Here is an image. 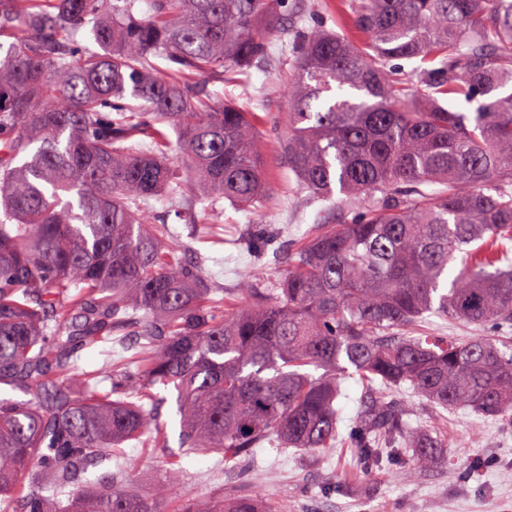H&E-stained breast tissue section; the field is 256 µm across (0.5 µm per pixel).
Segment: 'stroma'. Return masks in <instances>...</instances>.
I'll return each mask as SVG.
<instances>
[{
  "instance_id": "1",
  "label": "stroma",
  "mask_w": 512,
  "mask_h": 512,
  "mask_svg": "<svg viewBox=\"0 0 512 512\" xmlns=\"http://www.w3.org/2000/svg\"><path fill=\"white\" fill-rule=\"evenodd\" d=\"M250 85L253 95L243 101L248 110L261 114L284 105L288 86L282 69L254 70ZM271 186L260 208H225L223 241H216L211 225L204 221L178 226L185 258L204 257L206 277L223 289L225 298H236L239 284L258 271L265 287H275L283 271L251 247L252 225H263L270 234L291 243L307 236L313 209L305 194L289 195L287 183L277 177ZM341 388L334 446L315 451L282 449L269 441L254 448L245 463L236 459L221 463L213 454L181 455L177 393L166 390L161 419L169 436L168 447L129 444L117 463L134 474L135 491L149 493L163 480L170 457L180 455L183 475L175 490L180 499L242 491L284 504L288 512H512V430L468 409L430 406L408 388H379V396L404 404L412 428L438 426L448 438L444 460L409 482L403 477L408 459L377 467L363 464L350 440L363 384L351 376ZM340 483L351 484V491H337Z\"/></svg>"
}]
</instances>
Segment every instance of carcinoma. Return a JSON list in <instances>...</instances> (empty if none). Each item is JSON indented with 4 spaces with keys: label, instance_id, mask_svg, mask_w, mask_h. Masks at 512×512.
<instances>
[{
    "label": "carcinoma",
    "instance_id": "cac0c4a2",
    "mask_svg": "<svg viewBox=\"0 0 512 512\" xmlns=\"http://www.w3.org/2000/svg\"><path fill=\"white\" fill-rule=\"evenodd\" d=\"M138 2L0 0V384L31 395L0 397V512H166L173 466L147 495L127 472L79 483L125 442L166 445L158 386L180 447L221 462L330 445L351 369L512 427V345L414 335L427 314L512 330V0H346L361 46L289 27L283 0ZM274 39L291 66L280 153L320 207L286 251L254 231L284 273L228 309L147 205L192 191L217 223L263 199L255 113L210 86L250 95ZM114 336L145 343L121 371L79 369ZM404 416L367 390L351 439L372 464L409 454L411 482L443 444ZM173 512L283 506L240 492Z\"/></svg>",
    "mask_w": 512,
    "mask_h": 512
}]
</instances>
